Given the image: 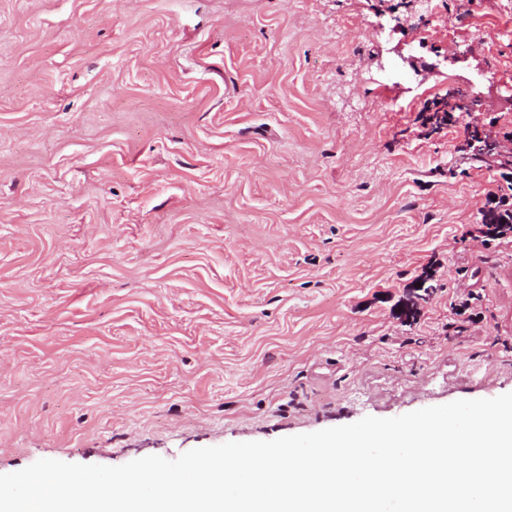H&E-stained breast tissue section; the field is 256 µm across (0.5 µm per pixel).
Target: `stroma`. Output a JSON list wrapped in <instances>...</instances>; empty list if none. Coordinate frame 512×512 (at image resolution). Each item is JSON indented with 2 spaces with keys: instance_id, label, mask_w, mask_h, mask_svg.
Here are the masks:
<instances>
[{
  "instance_id": "stroma-1",
  "label": "stroma",
  "mask_w": 512,
  "mask_h": 512,
  "mask_svg": "<svg viewBox=\"0 0 512 512\" xmlns=\"http://www.w3.org/2000/svg\"><path fill=\"white\" fill-rule=\"evenodd\" d=\"M434 4L0 0V474L512 392V0ZM447 107L449 108V104L443 98L427 100L424 107L420 110L416 120H423L422 124L435 120V124L437 125L435 127L436 129L442 128V125L451 126L456 122L454 113H452L455 112V108L451 107L450 109H447ZM433 108H435L433 114L431 116H425V113L432 111ZM499 215V224H472L462 235V240L476 243L486 249L492 241L512 238V208L493 211ZM492 212V213H493ZM472 299H475L473 296L467 294L466 298H462L451 302L450 306L453 311V314L457 317H461L460 325L456 326V328H467L472 325H476L481 320V312H474L475 309L472 307Z\"/></svg>"
}]
</instances>
